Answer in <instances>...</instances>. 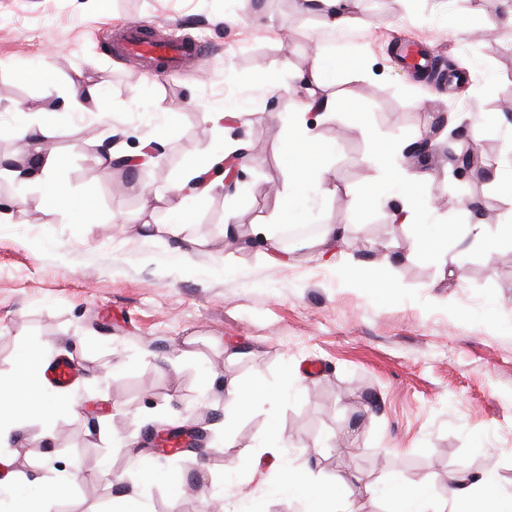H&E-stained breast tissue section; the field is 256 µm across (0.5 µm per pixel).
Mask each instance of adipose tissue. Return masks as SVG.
I'll return each instance as SVG.
<instances>
[{"label": "adipose tissue", "instance_id": "1", "mask_svg": "<svg viewBox=\"0 0 512 512\" xmlns=\"http://www.w3.org/2000/svg\"><path fill=\"white\" fill-rule=\"evenodd\" d=\"M323 111L331 115L335 110L332 100L312 99L305 103L302 112L289 119V136L283 146L285 153L299 157V164L288 174L286 206L278 215L281 223L299 217L305 201V191L310 183L323 182L324 157L332 152V144L310 136L305 125V114L310 110ZM37 141L32 148L38 159L31 170L36 182L51 203H63L68 199L66 188L59 184L55 171L63 159L49 148L48 142L57 131L53 126H41ZM385 176L381 182L371 185L367 196L371 199L400 200L394 219L401 226L410 228L414 248L439 259L449 260L456 267L462 266L473 247L494 248L501 240L512 239V224H434L426 222V205L414 193L418 175L408 173L397 160L396 152L380 153L375 157ZM456 241V251H449V241ZM42 351H33L22 360L8 382H0V451L9 447L16 425L24 419L38 418L50 421L54 410L44 406V383ZM8 488L18 502L15 512H56L64 483L8 481ZM280 490L303 497L307 512H356L354 492L343 477L319 481L311 474L288 467L282 468ZM392 512H512V493L504 490L492 477L456 473L448 478L445 491H437L429 484L408 485L401 480H392L385 488Z\"/></svg>", "mask_w": 512, "mask_h": 512}]
</instances>
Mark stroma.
<instances>
[{
  "label": "stroma",
  "instance_id": "obj_1",
  "mask_svg": "<svg viewBox=\"0 0 512 512\" xmlns=\"http://www.w3.org/2000/svg\"><path fill=\"white\" fill-rule=\"evenodd\" d=\"M512 0H353L331 28L300 0H0V376L28 348L48 363L69 359L68 387L46 386L69 409L51 426L32 419L14 433V471L33 479L63 470L60 512H108L137 493L147 512H206L220 501L248 512H304L276 488L282 467L353 483L359 512H388L392 478L442 487L451 473L485 474L512 490V243L470 253L460 270L416 252L394 224L395 202L365 199L383 174L380 145H412L433 133L425 156L405 155L429 220L512 219L496 171L512 167ZM469 21L457 30V18ZM143 21L210 47L198 64L159 77L117 55L102 30ZM414 44L432 71L406 67ZM340 55L335 79L311 82L316 56ZM100 99L76 106L83 81ZM312 97L336 116H306L336 191L310 185L302 224H343L362 260L393 256L390 290L357 288L336 272L348 255H318L309 239L280 260L252 245V227L282 204L295 158L288 118ZM225 112L236 120L221 124ZM498 114L476 142L483 170L454 175L462 123ZM50 124L65 159L57 174L72 199H91L94 223L53 206L25 180L32 157L15 148V123ZM242 135L250 162L235 191H216L174 233L169 220L184 167ZM161 154L139 168L98 161L110 153ZM237 236H225V223ZM495 311H488V304ZM316 360L322 372L304 376ZM263 379L269 397L224 432V385ZM277 423L287 445L262 443ZM197 426L198 452L153 459L142 484L137 457L157 426ZM198 487L172 493L173 475Z\"/></svg>",
  "mask_w": 512,
  "mask_h": 512
}]
</instances>
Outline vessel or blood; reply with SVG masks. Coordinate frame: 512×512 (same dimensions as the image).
<instances>
[{
    "instance_id": "vessel-or-blood-1",
    "label": "vessel or blood",
    "mask_w": 512,
    "mask_h": 512,
    "mask_svg": "<svg viewBox=\"0 0 512 512\" xmlns=\"http://www.w3.org/2000/svg\"><path fill=\"white\" fill-rule=\"evenodd\" d=\"M114 41L123 55L164 73L181 68L189 59H203L209 52L203 43H187L171 35H155L150 25L144 22H130L115 29Z\"/></svg>"
}]
</instances>
